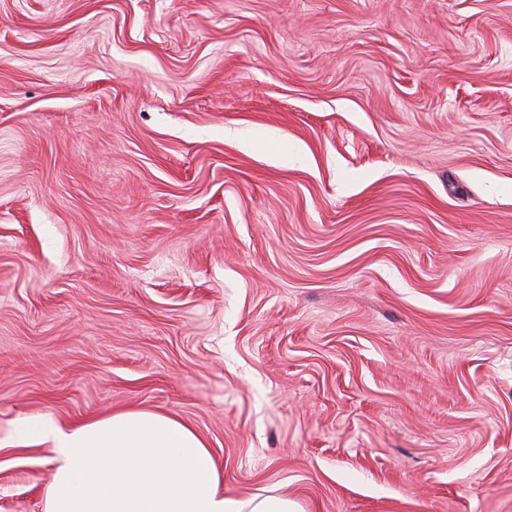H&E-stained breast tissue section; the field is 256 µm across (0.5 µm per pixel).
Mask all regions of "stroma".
Listing matches in <instances>:
<instances>
[{
	"mask_svg": "<svg viewBox=\"0 0 512 512\" xmlns=\"http://www.w3.org/2000/svg\"><path fill=\"white\" fill-rule=\"evenodd\" d=\"M126 409L231 498L512 512V0H0V439Z\"/></svg>",
	"mask_w": 512,
	"mask_h": 512,
	"instance_id": "1",
	"label": "stroma"
}]
</instances>
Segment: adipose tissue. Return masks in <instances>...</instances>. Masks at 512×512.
<instances>
[{
    "label": "adipose tissue",
    "mask_w": 512,
    "mask_h": 512,
    "mask_svg": "<svg viewBox=\"0 0 512 512\" xmlns=\"http://www.w3.org/2000/svg\"><path fill=\"white\" fill-rule=\"evenodd\" d=\"M10 443L51 444L46 512H301L281 496L225 497L204 440L167 414L124 410L69 429L33 415Z\"/></svg>",
    "instance_id": "1"
}]
</instances>
